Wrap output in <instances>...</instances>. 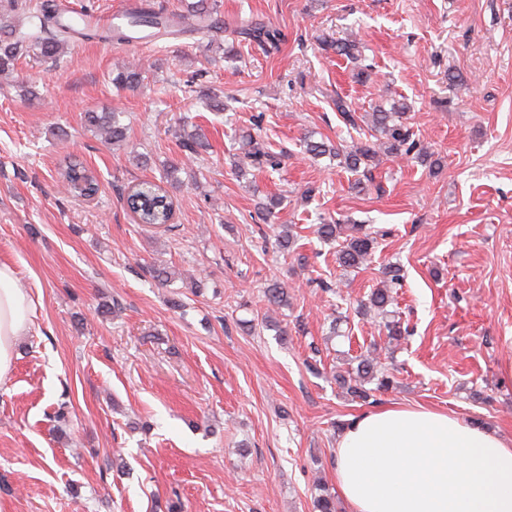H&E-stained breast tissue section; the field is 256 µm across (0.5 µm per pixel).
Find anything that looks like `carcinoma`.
Here are the masks:
<instances>
[{"instance_id":"cac0c4a2","label":"carcinoma","mask_w":512,"mask_h":512,"mask_svg":"<svg viewBox=\"0 0 512 512\" xmlns=\"http://www.w3.org/2000/svg\"><path fill=\"white\" fill-rule=\"evenodd\" d=\"M33 31L22 32L8 23V20L0 19V74L12 75L15 72V63L24 53H31L43 59H55L69 45L73 35L62 28L57 21V8L54 0L34 6H28ZM193 19L205 22L204 28H220V20L213 16L207 0H196L190 7ZM132 25H146L153 28L165 27L173 20L168 17L157 16L148 10L141 9L133 13ZM241 37L248 42L257 43L267 51L273 52L280 48L284 41V34L277 28L266 23L252 24L239 31ZM86 39L102 38L127 43L131 35L120 28H109L101 33L95 31L84 34ZM322 50H332L340 56H344L352 63L361 61L359 43L353 38H345L336 41L323 40ZM145 74V69L136 64L126 65L116 70L112 77V84L117 88L132 87L140 82ZM336 111L339 112L345 125L355 128L358 126L360 116L352 104L342 98L336 99ZM406 106L400 102L391 104L390 109L382 107L374 109L369 114L372 138L366 141H357L352 144L349 151L339 152L333 145L321 140H304L305 154L316 158L324 155L340 159V164L353 173L367 175L372 167L377 165L380 156H408L416 151L418 142L414 138L411 127L405 122ZM87 125L93 127L102 139L108 143H118L125 138V127L120 124L116 112H88L85 115ZM243 156L236 166V173L244 172L245 167L261 168L263 166L274 167L277 165L276 156L269 151L267 146L259 142L249 132L241 135ZM62 177L67 185L69 193L74 197L91 198L99 191V181L96 174L76 159H70L62 171ZM130 211L141 224L149 227H161L168 224L175 210L173 198L159 185L144 182L138 187L134 195L127 202ZM348 229L349 234L343 241L340 249L336 251V261L344 268H358L370 257L374 248V238L370 236L362 224H349L343 226L337 222L317 225L316 233L325 241H334L343 229ZM402 277L399 270L391 271L388 284L383 288L375 289L369 298V303L376 308L384 319V327L387 336L398 339L403 335L400 321L392 317V312L387 307L393 304V291L401 285ZM267 302L274 306H282L287 303L288 292L278 283H273L265 290ZM356 376L349 381L341 379V383L347 386V390L356 397L365 398L367 392L364 384L376 382L377 389L387 390L392 384V378L385 372V368L373 357L361 356L355 369Z\"/></svg>"}]
</instances>
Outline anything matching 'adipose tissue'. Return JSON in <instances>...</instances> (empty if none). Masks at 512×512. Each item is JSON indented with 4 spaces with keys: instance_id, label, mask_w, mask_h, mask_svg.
Wrapping results in <instances>:
<instances>
[{
    "instance_id": "adipose-tissue-1",
    "label": "adipose tissue",
    "mask_w": 512,
    "mask_h": 512,
    "mask_svg": "<svg viewBox=\"0 0 512 512\" xmlns=\"http://www.w3.org/2000/svg\"><path fill=\"white\" fill-rule=\"evenodd\" d=\"M0 262V377L31 326L32 300ZM336 487L348 512H512V442L422 405L352 419L336 443Z\"/></svg>"
}]
</instances>
